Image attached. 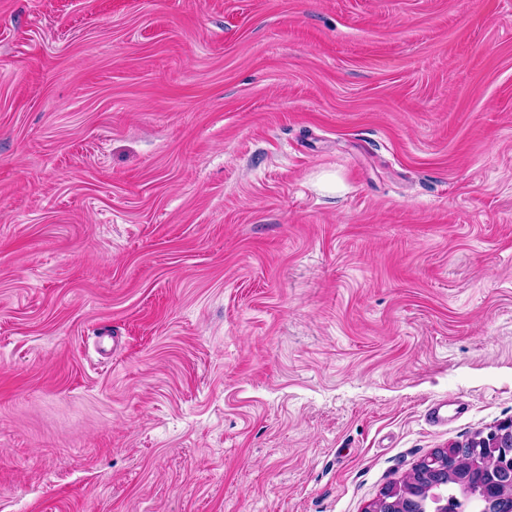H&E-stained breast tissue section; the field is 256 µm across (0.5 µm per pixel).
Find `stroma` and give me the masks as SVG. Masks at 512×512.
Returning <instances> with one entry per match:
<instances>
[{"mask_svg": "<svg viewBox=\"0 0 512 512\" xmlns=\"http://www.w3.org/2000/svg\"><path fill=\"white\" fill-rule=\"evenodd\" d=\"M509 420L512 0H0V512H364Z\"/></svg>", "mask_w": 512, "mask_h": 512, "instance_id": "obj_1", "label": "stroma"}]
</instances>
